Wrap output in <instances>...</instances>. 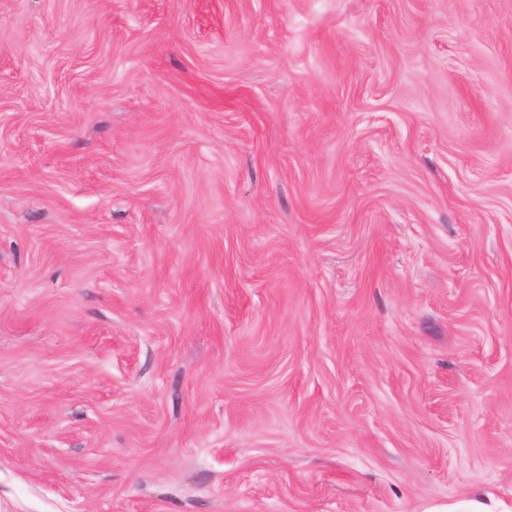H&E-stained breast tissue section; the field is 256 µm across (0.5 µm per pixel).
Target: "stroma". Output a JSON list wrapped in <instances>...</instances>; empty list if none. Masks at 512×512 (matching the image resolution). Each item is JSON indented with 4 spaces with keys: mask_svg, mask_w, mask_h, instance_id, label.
Masks as SVG:
<instances>
[{
    "mask_svg": "<svg viewBox=\"0 0 512 512\" xmlns=\"http://www.w3.org/2000/svg\"><path fill=\"white\" fill-rule=\"evenodd\" d=\"M512 512V0H0V512Z\"/></svg>",
    "mask_w": 512,
    "mask_h": 512,
    "instance_id": "1",
    "label": "stroma"
}]
</instances>
